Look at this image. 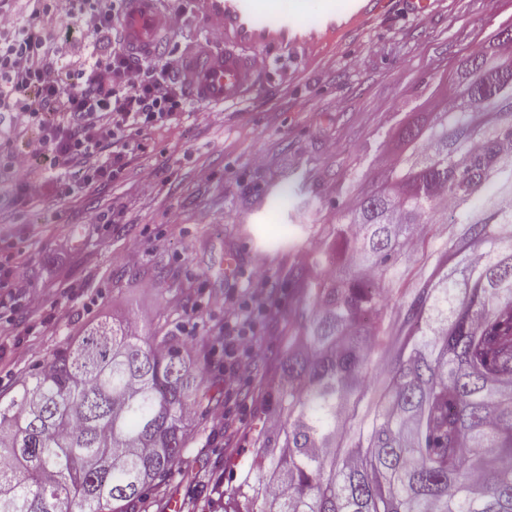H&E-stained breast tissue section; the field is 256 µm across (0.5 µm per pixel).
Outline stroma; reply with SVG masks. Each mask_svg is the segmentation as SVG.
<instances>
[{
    "label": "stroma",
    "instance_id": "stroma-1",
    "mask_svg": "<svg viewBox=\"0 0 512 512\" xmlns=\"http://www.w3.org/2000/svg\"><path fill=\"white\" fill-rule=\"evenodd\" d=\"M512 23V0H441L431 15L394 11L352 34L340 47L269 61L266 77L243 102L211 118L196 115L149 132L128 156L122 180L72 197L52 196L22 207L6 192L0 169V278L20 264L44 301L0 309V393L16 389L92 321L130 322L140 335L159 324L174 330L189 352L209 342L205 380L224 377V345L215 339L231 301L256 273L269 277L268 313L261 323L264 354L250 378L222 387L217 402L195 409L186 446L172 474L151 489L137 512H224L219 492H231L248 469L255 436L266 427L268 395L298 297L297 282L334 268L302 253L330 243L338 212L381 182L380 159L403 151L399 129L427 116L452 84L457 60ZM220 49L212 28L186 14L168 50ZM265 158L253 166L254 154ZM211 178L202 182L198 169ZM151 190H143L142 179ZM120 216L91 224V208ZM179 213L180 223L169 221ZM142 260L125 263L130 244ZM237 272H224L227 255ZM152 284L144 293L143 284ZM226 413V426L212 417Z\"/></svg>",
    "mask_w": 512,
    "mask_h": 512
}]
</instances>
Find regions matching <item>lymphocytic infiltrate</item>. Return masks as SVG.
<instances>
[{"label":"lymphocytic infiltrate","instance_id":"f902f5d3","mask_svg":"<svg viewBox=\"0 0 512 512\" xmlns=\"http://www.w3.org/2000/svg\"><path fill=\"white\" fill-rule=\"evenodd\" d=\"M124 0H0V158L11 194L37 206L54 183L66 194L115 181L148 131L188 108L187 59L143 55L125 43ZM266 275L224 317L227 376H249L264 347Z\"/></svg>","mask_w":512,"mask_h":512}]
</instances>
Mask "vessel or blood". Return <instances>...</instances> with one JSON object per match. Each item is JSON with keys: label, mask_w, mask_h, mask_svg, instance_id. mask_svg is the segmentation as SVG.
Masks as SVG:
<instances>
[{"label": "vessel or blood", "mask_w": 512, "mask_h": 512, "mask_svg": "<svg viewBox=\"0 0 512 512\" xmlns=\"http://www.w3.org/2000/svg\"><path fill=\"white\" fill-rule=\"evenodd\" d=\"M194 13L217 23L224 48L198 57L190 92L201 103H237L261 83L254 54L268 58L312 49L336 32L386 15L393 0H191ZM122 25L128 42L153 50L164 26L154 0H126Z\"/></svg>", "instance_id": "obj_1"}]
</instances>
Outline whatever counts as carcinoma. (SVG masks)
<instances>
[{"label":"carcinoma","mask_w":512,"mask_h":512,"mask_svg":"<svg viewBox=\"0 0 512 512\" xmlns=\"http://www.w3.org/2000/svg\"><path fill=\"white\" fill-rule=\"evenodd\" d=\"M505 47L512 24L340 211L344 264L299 289L270 426L224 512H512V70L469 78ZM433 224L458 232L398 287ZM204 361L170 330L88 325L0 400V512H130L212 399Z\"/></svg>","instance_id":"cac0c4a2"}]
</instances>
